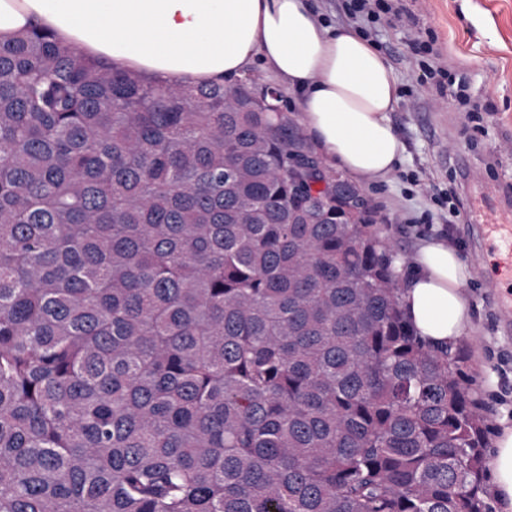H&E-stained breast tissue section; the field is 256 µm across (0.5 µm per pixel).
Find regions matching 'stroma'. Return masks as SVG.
Here are the masks:
<instances>
[{"label":"stroma","instance_id":"1","mask_svg":"<svg viewBox=\"0 0 512 512\" xmlns=\"http://www.w3.org/2000/svg\"><path fill=\"white\" fill-rule=\"evenodd\" d=\"M332 26L353 25L372 41L398 78V105L391 122L405 146L389 181L364 187L378 210L380 234L394 247L401 278L428 237L448 239L460 251L470 276L464 289L469 310L465 334L450 345L472 396L487 413L488 443L512 425V323L502 314V296L512 280L488 287L490 266L470 225L459 223L449 203L484 215L496 205L512 213V0H403L405 15L382 13L369 23L352 19L351 0H314ZM464 87L484 106L479 121L448 107ZM481 182L469 184L465 168Z\"/></svg>","mask_w":512,"mask_h":512}]
</instances>
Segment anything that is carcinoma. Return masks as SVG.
<instances>
[{
	"mask_svg": "<svg viewBox=\"0 0 512 512\" xmlns=\"http://www.w3.org/2000/svg\"><path fill=\"white\" fill-rule=\"evenodd\" d=\"M279 99L0 43V512H492L487 417Z\"/></svg>",
	"mask_w": 512,
	"mask_h": 512,
	"instance_id": "obj_1",
	"label": "carcinoma"
}]
</instances>
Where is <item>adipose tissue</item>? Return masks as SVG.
<instances>
[{
  "label": "adipose tissue",
  "instance_id": "ef3b65f1",
  "mask_svg": "<svg viewBox=\"0 0 512 512\" xmlns=\"http://www.w3.org/2000/svg\"><path fill=\"white\" fill-rule=\"evenodd\" d=\"M47 29L87 57L163 85H228L261 64L297 100L310 143L359 183L388 180L404 145L390 114L397 78L350 26H328L311 0H0V42ZM402 309L428 344L460 339L467 267L448 240H422ZM494 497L512 512V426L490 463Z\"/></svg>",
  "mask_w": 512,
  "mask_h": 512
}]
</instances>
